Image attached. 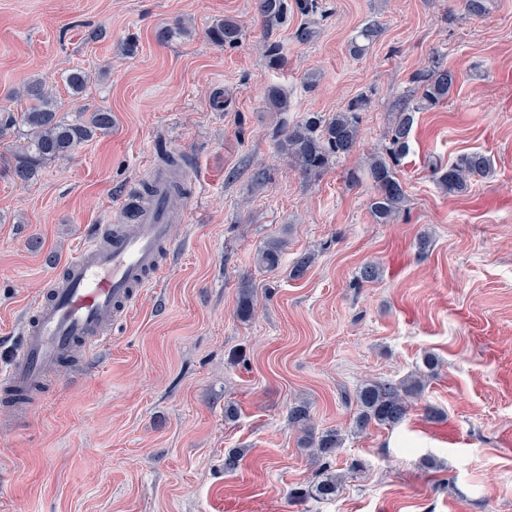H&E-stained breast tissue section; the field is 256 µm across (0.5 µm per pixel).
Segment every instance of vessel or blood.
Here are the masks:
<instances>
[{
	"instance_id": "b4317fda",
	"label": "vessel or blood",
	"mask_w": 512,
	"mask_h": 512,
	"mask_svg": "<svg viewBox=\"0 0 512 512\" xmlns=\"http://www.w3.org/2000/svg\"><path fill=\"white\" fill-rule=\"evenodd\" d=\"M149 201L136 210H120L118 228L94 233L50 280L48 294L30 306L21 335L6 362L0 363V397L30 400L45 377L77 350L103 345L113 323L126 318L143 288L162 269L171 227L182 220L170 208L180 174L148 167Z\"/></svg>"
}]
</instances>
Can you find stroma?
<instances>
[{
	"mask_svg": "<svg viewBox=\"0 0 512 512\" xmlns=\"http://www.w3.org/2000/svg\"><path fill=\"white\" fill-rule=\"evenodd\" d=\"M326 9L311 42L296 40V15L274 31V67L258 49L256 0H0V115L19 112L35 79L73 115L64 77L80 69L82 105L113 120L26 184L0 140V361L56 267L112 222L157 157L186 156L191 188L162 274L90 370L60 367L28 418L0 407V512H512V0H488L481 16L462 0ZM225 19L245 27L236 46L209 38ZM371 20L380 36L351 55ZM180 21L189 35L157 41ZM435 61L457 84L416 113L395 167L406 207L375 223L371 182L347 175L384 153L412 75ZM272 86L286 111L266 109ZM356 98L367 102L360 143L322 176L277 154L276 129ZM472 150L490 175L444 192L433 165ZM272 239L284 248L268 270L256 257ZM306 251L314 264L290 278ZM370 264L377 278L360 281ZM428 353L439 366L405 420L355 433L357 388L398 382ZM299 400L316 431L343 438L330 465L346 479L329 500L291 496L318 469L288 426ZM233 448L244 457L228 473ZM381 33L380 24L378 21L371 20L365 23L351 38L350 52L353 56H363L370 46L376 41Z\"/></svg>",
	"mask_w": 512,
	"mask_h": 512,
	"instance_id": "stroma-1",
	"label": "stroma"
}]
</instances>
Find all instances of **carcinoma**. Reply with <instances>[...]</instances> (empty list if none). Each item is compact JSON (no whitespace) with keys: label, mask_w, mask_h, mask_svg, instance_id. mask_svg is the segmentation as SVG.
Instances as JSON below:
<instances>
[{"label":"carcinoma","mask_w":512,"mask_h":512,"mask_svg":"<svg viewBox=\"0 0 512 512\" xmlns=\"http://www.w3.org/2000/svg\"><path fill=\"white\" fill-rule=\"evenodd\" d=\"M257 12L265 33L270 34L288 21V14H298L308 21L298 27L295 37L308 43L316 36L315 18L326 15L323 0H258ZM381 33L379 22L370 20L351 38L350 52L356 57L364 55ZM240 25L226 19L211 27V41L222 46H233L242 39ZM72 93H83L88 75L75 69L65 77ZM412 82L417 84L419 97L412 104L401 107L397 120L387 131L386 154H373L367 161V174L374 186L368 209L378 224H387L398 215L407 202L406 192L395 173V163L406 155L410 147L414 114L432 110L448 100L456 84L454 71L439 64L417 71ZM271 110L283 112L288 108L287 97L277 87L266 94ZM25 110L20 116H8L0 121V138L13 135L22 145L13 153L10 173L14 181L22 184L36 179L48 164L68 157L74 149L92 139L94 135L112 128V112L98 109L89 116L67 120L59 112L52 93L40 80H33L26 87ZM363 99L351 101L347 108L330 116L312 113L292 126L280 129L277 150L288 162L307 178L321 176L333 161L353 152L361 139V113L365 111ZM491 163L488 156L472 151L459 156L448 166H434L433 174L438 185L450 195L468 192L473 182L489 176ZM283 244L270 240L259 250V263L269 270L280 264ZM315 262V253L299 255L290 271L296 278L303 276ZM418 376L399 383L369 381L356 391L358 413L356 430L363 432L372 425L394 427L406 417L410 399L422 391ZM288 425L302 433L300 444L309 456L323 462L318 479L307 488L294 492L300 498L328 500L336 495L342 475L330 470L326 460L334 457L340 448L337 431L327 430L315 436L311 406L300 401L288 408Z\"/></svg>","instance_id":"obj_1"}]
</instances>
